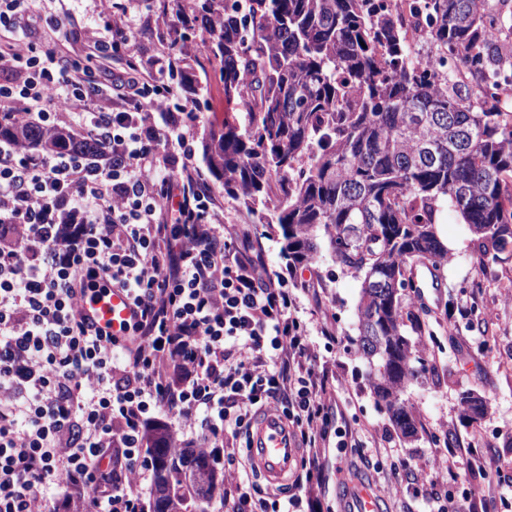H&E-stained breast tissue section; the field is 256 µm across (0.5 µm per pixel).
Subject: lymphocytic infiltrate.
I'll return each instance as SVG.
<instances>
[{"mask_svg": "<svg viewBox=\"0 0 512 512\" xmlns=\"http://www.w3.org/2000/svg\"><path fill=\"white\" fill-rule=\"evenodd\" d=\"M130 4L114 0L102 34L75 58L57 0H0V115L62 130L54 151L0 136V512H33L41 490L66 512H145L125 478L150 470L144 432L166 414L200 448L238 464L224 437L247 435L274 405L303 450L285 499L254 482L224 490L231 512H319L323 453L336 419L306 324L284 275L252 253L248 229L194 164L195 98L180 94L186 52L143 58ZM44 21L53 38L27 31ZM120 69H111L112 60ZM124 288V337L87 325L89 293ZM424 480L425 512H499L512 470L456 469Z\"/></svg>", "mask_w": 512, "mask_h": 512, "instance_id": "1", "label": "lymphocytic infiltrate"}]
</instances>
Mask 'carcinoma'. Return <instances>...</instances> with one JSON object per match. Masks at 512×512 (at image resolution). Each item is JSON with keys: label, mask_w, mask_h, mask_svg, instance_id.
Wrapping results in <instances>:
<instances>
[{"label": "carcinoma", "mask_w": 512, "mask_h": 512, "mask_svg": "<svg viewBox=\"0 0 512 512\" xmlns=\"http://www.w3.org/2000/svg\"><path fill=\"white\" fill-rule=\"evenodd\" d=\"M204 48L220 63L224 99L248 129L210 123L209 176L265 224L278 226L288 267L327 252L361 276L358 351L374 365L377 401L406 438L415 414L403 389L420 361L404 334L407 264L439 271L443 211L474 234L482 266L512 239V0H193ZM54 150L61 133L20 120L0 127ZM462 400V416L484 414ZM155 471L148 512H224L213 458L147 430ZM195 472L189 481L186 471Z\"/></svg>", "instance_id": "cac0c4a2"}]
</instances>
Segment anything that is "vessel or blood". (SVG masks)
Returning a JSON list of instances; mask_svg holds the SVG:
<instances>
[{
    "mask_svg": "<svg viewBox=\"0 0 512 512\" xmlns=\"http://www.w3.org/2000/svg\"><path fill=\"white\" fill-rule=\"evenodd\" d=\"M82 313L95 329L117 334L133 320L134 306L122 289L110 287L85 303ZM249 444V455L259 476L274 487L287 484L299 454L288 424L277 410L268 408L259 413Z\"/></svg>",
    "mask_w": 512,
    "mask_h": 512,
    "instance_id": "b4317fda",
    "label": "vessel or blood"
}]
</instances>
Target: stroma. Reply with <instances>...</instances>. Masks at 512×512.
Returning <instances> with one entry per match:
<instances>
[{"label":"stroma","instance_id":"stroma-1","mask_svg":"<svg viewBox=\"0 0 512 512\" xmlns=\"http://www.w3.org/2000/svg\"><path fill=\"white\" fill-rule=\"evenodd\" d=\"M77 18L68 33L72 57L84 56L86 45L97 27L98 0H68ZM200 100L205 107L203 122L230 120L246 126L249 116L242 107L226 104L217 68L206 59L196 63ZM225 224L249 225L263 262L282 273L286 262L280 254L281 237L275 226L263 223L259 213L247 211L238 201L224 197ZM448 244L450 260L443 269L438 291L422 283L426 269L411 263L410 288L402 294L403 311L419 314L423 332H409L413 350L425 361L404 388V399L413 405L417 418L416 437L404 438L377 406L369 384L370 366L355 345L358 335L357 308L361 280L323 258L312 268H298L295 279L297 309L304 319L319 355L320 368L336 400V425L357 430L365 448L363 454H341L330 448L325 460L326 480L317 491L322 512H346L348 492L358 483L384 492L383 512H418L421 497L406 483L388 486L384 474L369 459L382 453L403 455L417 465L433 459L437 449L446 447L449 435L468 446L473 431L488 442L482 453L497 467L512 468V242L498 260L480 267L472 251L468 225L456 215L444 216L438 226ZM473 303L474 308L456 322L448 320L449 304ZM331 326L337 341L326 347L322 326ZM472 392L483 398L484 415L474 421L461 417L459 397Z\"/></svg>","mask_w":512,"mask_h":512}]
</instances>
